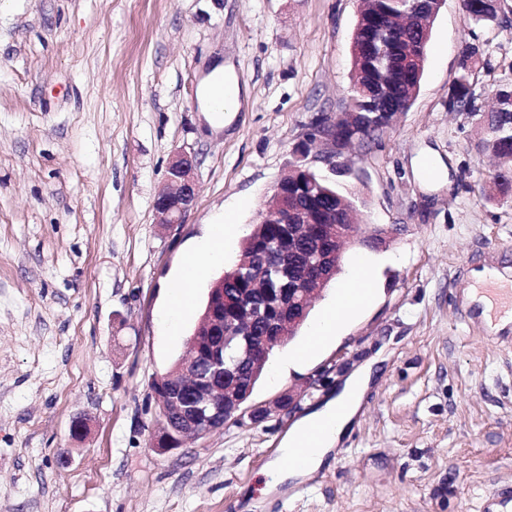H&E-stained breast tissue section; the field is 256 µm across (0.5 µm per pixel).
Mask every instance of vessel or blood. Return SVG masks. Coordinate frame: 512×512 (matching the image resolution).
<instances>
[{"label":"vessel or blood","mask_w":512,"mask_h":512,"mask_svg":"<svg viewBox=\"0 0 512 512\" xmlns=\"http://www.w3.org/2000/svg\"><path fill=\"white\" fill-rule=\"evenodd\" d=\"M465 274L467 285L456 297L462 321L491 341L512 343V262L490 253Z\"/></svg>","instance_id":"vessel-or-blood-1"}]
</instances>
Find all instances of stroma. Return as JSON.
<instances>
[{"label": "stroma", "mask_w": 512, "mask_h": 512, "mask_svg": "<svg viewBox=\"0 0 512 512\" xmlns=\"http://www.w3.org/2000/svg\"><path fill=\"white\" fill-rule=\"evenodd\" d=\"M359 0H0V512H481L512 487V347L467 327L457 272L480 248L512 260V205L448 109L462 46L486 44V99L512 73V15L468 26L444 0L419 93L379 146L308 167L364 223L336 275L365 266L375 299L303 368L276 348L249 402L296 408L159 453L150 384L186 353L226 248L172 316L166 290L221 215L247 235L316 118L347 109ZM223 61L247 93L207 118L197 89ZM197 156L182 223L154 199L174 151ZM440 174L424 180L420 157ZM372 365L340 448L298 484L267 470L292 426ZM85 431L73 436L74 419Z\"/></svg>", "instance_id": "obj_1"}]
</instances>
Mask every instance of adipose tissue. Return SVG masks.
Instances as JSON below:
<instances>
[{"mask_svg":"<svg viewBox=\"0 0 512 512\" xmlns=\"http://www.w3.org/2000/svg\"><path fill=\"white\" fill-rule=\"evenodd\" d=\"M227 239L224 223L210 225L200 247L184 257L175 274L174 284L167 291L172 309H190L196 283L207 265L223 260ZM371 285L372 281L367 277L339 285L337 306L327 309L313 325L305 346L295 355L296 360H304L310 350L335 338L342 311L352 309L368 299ZM361 395L362 382L354 380L324 407L303 417L296 424L283 440L278 457L269 464L270 470L277 475L278 483L305 477L322 467L356 412Z\"/></svg>","mask_w":512,"mask_h":512,"instance_id":"adipose-tissue-1","label":"adipose tissue"}]
</instances>
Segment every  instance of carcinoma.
Returning a JSON list of instances; mask_svg holds the SVG:
<instances>
[{
    "mask_svg": "<svg viewBox=\"0 0 512 512\" xmlns=\"http://www.w3.org/2000/svg\"><path fill=\"white\" fill-rule=\"evenodd\" d=\"M443 0H435L433 16L425 26L402 30L401 37L392 46L387 58L390 69L398 72L402 80L393 91L390 107L402 113L412 106L420 81L423 76L430 41L431 25L439 14ZM466 23L472 27L484 28L499 22L500 12L489 11L484 0H461ZM409 8V0H364L359 11L353 34V79L351 102L347 112L352 117L343 121L341 126H332L329 131L336 137L358 141L362 148L376 144L388 132L386 120L375 114L370 83L365 70V59L369 33L376 19L387 18L393 23L403 17ZM486 62V48L483 43H467L460 52L459 69L448 91V111L464 112L480 117L483 136L476 143L478 154L489 150L497 152L502 167L493 174L488 197L502 203H512V76L496 81L491 89L493 105H502L503 112H485L473 91V83L478 71ZM288 182H300L304 195L298 198L288 197L284 201L277 196H270L265 211L272 219L253 225L250 232L241 241L236 262L224 271V309L231 312L232 289L247 288L252 280V271L261 261V251L270 242L281 238L284 229L278 224L277 216L282 206L288 209L302 207L306 210L323 208L336 212V222L350 224L353 222L352 201L344 198L333 185L308 169L302 172L288 171ZM305 267H297L293 281L274 279L257 292L259 298L276 292L278 288H294L296 282L303 278Z\"/></svg>",
    "mask_w": 512,
    "mask_h": 512,
    "instance_id": "1",
    "label": "carcinoma"
}]
</instances>
